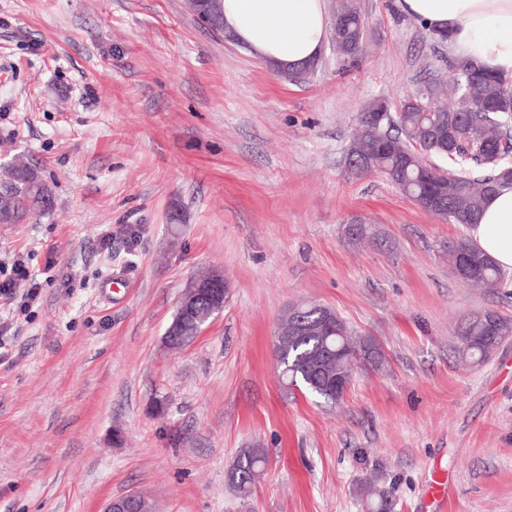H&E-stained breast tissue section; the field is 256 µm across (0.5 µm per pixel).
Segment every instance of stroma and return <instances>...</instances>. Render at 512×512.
I'll return each instance as SVG.
<instances>
[{"mask_svg":"<svg viewBox=\"0 0 512 512\" xmlns=\"http://www.w3.org/2000/svg\"><path fill=\"white\" fill-rule=\"evenodd\" d=\"M356 3L359 64L329 30L293 82L185 0H0V180L21 155L53 194L0 225V263L40 285L0 332V512H102L135 491L161 512H363L370 477L394 512H512V339L478 366L454 353L469 316L512 317V272L495 292L464 283L448 244L466 226L345 165L359 112L457 59L398 0ZM207 267L231 282L224 312L168 351ZM306 301L385 357L336 404L279 379L276 323ZM253 447L268 464L243 499L225 473ZM206 1L210 0H187V4L189 9L195 14L197 20L205 26L212 33L224 37V39L232 40L230 34H228L225 30L219 27L214 14L210 12L208 9V5H206ZM234 40V39H233Z\"/></svg>","mask_w":512,"mask_h":512,"instance_id":"1","label":"stroma"}]
</instances>
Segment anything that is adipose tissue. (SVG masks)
<instances>
[{
  "label": "adipose tissue",
  "instance_id": "adipose-tissue-1",
  "mask_svg": "<svg viewBox=\"0 0 512 512\" xmlns=\"http://www.w3.org/2000/svg\"><path fill=\"white\" fill-rule=\"evenodd\" d=\"M405 13L444 34L459 60L512 77V0H400ZM224 25L235 39L273 66L315 59L327 20L322 0H224ZM472 245L501 269L512 270V186L487 198Z\"/></svg>",
  "mask_w": 512,
  "mask_h": 512
}]
</instances>
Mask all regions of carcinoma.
Segmentation results:
<instances>
[{
	"mask_svg": "<svg viewBox=\"0 0 512 512\" xmlns=\"http://www.w3.org/2000/svg\"><path fill=\"white\" fill-rule=\"evenodd\" d=\"M341 25L336 51L347 62L360 54L364 34L361 14L354 0H341L336 9ZM512 80L473 63L458 64L456 83L443 78L427 82L414 93L415 104H401L392 120L376 126L358 122V132L348 147L363 158L365 166L351 173L363 177L383 174L402 193L426 210L435 197L448 209L435 216L453 224L478 222L486 198L497 189L512 185V97L504 98L503 86ZM435 156L448 161L453 170H443L424 160ZM51 206V193L39 172L24 164L13 166L9 185L0 187V224H21ZM453 268L470 260L476 274L466 283L497 290L504 287V274L471 242L460 237L448 244ZM322 307L303 303L288 316V334L278 338L275 355L281 379L289 390L325 402L336 403L343 393L336 390V376H347L352 358L371 338L355 336L345 321L328 336L305 330L321 316ZM207 306L186 317L177 310L165 335L181 350L199 330L211 322ZM512 338V318L496 312L479 313L457 331L455 352L466 364L486 362L503 342ZM267 464L263 448H246L226 472V484L239 496H251ZM365 512H389V492L373 481L361 488Z\"/></svg>",
	"mask_w": 512,
	"mask_h": 512,
	"instance_id": "1",
	"label": "carcinoma"
}]
</instances>
